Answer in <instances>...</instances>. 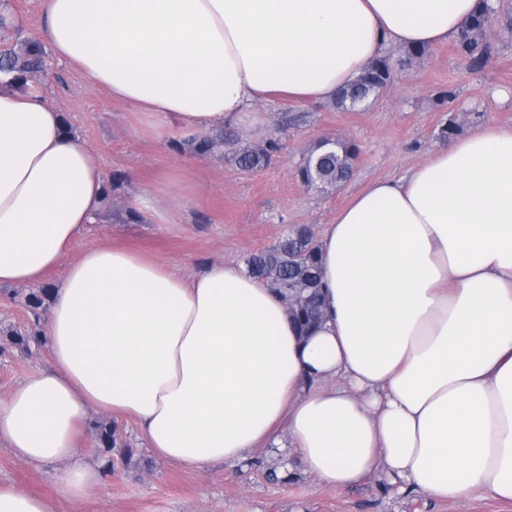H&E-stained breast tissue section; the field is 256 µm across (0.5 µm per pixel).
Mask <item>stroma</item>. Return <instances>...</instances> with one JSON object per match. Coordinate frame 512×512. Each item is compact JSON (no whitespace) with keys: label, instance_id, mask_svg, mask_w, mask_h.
Listing matches in <instances>:
<instances>
[{"label":"stroma","instance_id":"stroma-1","mask_svg":"<svg viewBox=\"0 0 512 512\" xmlns=\"http://www.w3.org/2000/svg\"><path fill=\"white\" fill-rule=\"evenodd\" d=\"M41 4L7 0L1 12L13 26L0 29V40H14L19 32L37 37ZM487 35L495 54L478 72L464 68L451 40L413 58L406 47H388L387 56L402 63L398 81L355 110L281 98L256 104L224 125L225 135L246 142L272 135L279 140L272 163L251 172L218 152L198 157L182 144L185 130L162 120L149 128L133 106L113 99L75 67L49 54L52 76L40 80L38 88L114 184L79 249L108 240L191 274L212 261L245 264L252 253L274 245L297 226L321 235L366 185L399 178L447 147L441 130L448 122H455L459 138L487 127L512 130V30L497 20ZM448 89L456 93L450 104L439 97ZM326 137L355 142L359 157L348 182L322 193L303 185L299 168L307 150ZM162 173L190 187L179 210H170L166 199L152 193ZM145 195L151 198L149 211L128 219L134 197ZM36 290L33 284L0 287V399L49 363L46 343L24 350L9 341L13 330L39 328L24 305ZM117 431L134 454L78 512H512V501L493 498L428 502L375 476L354 489L321 485L299 467L283 473V455L274 448L256 450L241 463L189 470L149 452L133 426L121 424ZM0 482L41 495L50 501L52 512H67L66 505L54 500L50 469L17 460L1 448Z\"/></svg>","mask_w":512,"mask_h":512}]
</instances>
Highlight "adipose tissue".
I'll return each mask as SVG.
<instances>
[{"label":"adipose tissue","instance_id":"1","mask_svg":"<svg viewBox=\"0 0 512 512\" xmlns=\"http://www.w3.org/2000/svg\"><path fill=\"white\" fill-rule=\"evenodd\" d=\"M476 0H43L41 42L114 99L194 131L282 95L332 100L390 45L448 41ZM93 152L42 93L0 91V285L43 283L50 364L0 400V448L101 489L90 413L193 470L284 447L320 483L512 501V132L451 141L357 193L319 241L322 320L234 263L192 277L104 242Z\"/></svg>","mask_w":512,"mask_h":512}]
</instances>
